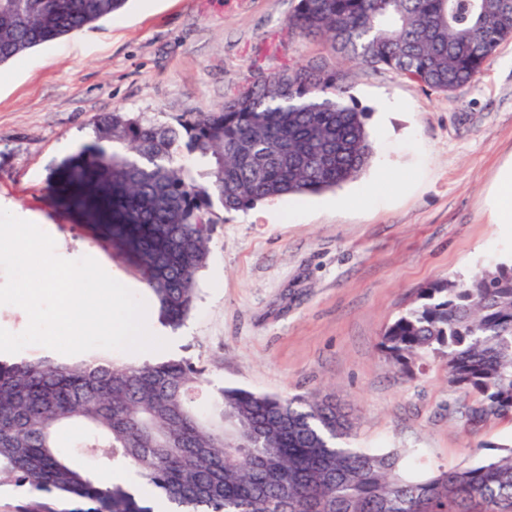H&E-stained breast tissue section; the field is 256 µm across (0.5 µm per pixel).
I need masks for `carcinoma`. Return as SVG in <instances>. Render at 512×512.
<instances>
[{
	"label": "carcinoma",
	"mask_w": 512,
	"mask_h": 512,
	"mask_svg": "<svg viewBox=\"0 0 512 512\" xmlns=\"http://www.w3.org/2000/svg\"><path fill=\"white\" fill-rule=\"evenodd\" d=\"M502 0H298L288 37L320 36L336 58L451 94L512 38ZM125 0H0V64L110 18ZM341 70L288 64L224 103L161 122L121 112L93 124L56 192L141 272L162 325L180 328L227 211L317 194L357 176L374 145L344 101ZM403 373L427 360L472 397L448 414L474 430L512 418V263L418 289L380 336ZM354 425L316 395L213 388L189 359L0 358V487L18 512H151L103 484L70 449L134 471L169 512H512V446L476 463L407 473L406 450L351 445Z\"/></svg>",
	"instance_id": "obj_1"
}]
</instances>
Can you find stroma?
<instances>
[{"label": "stroma", "mask_w": 512, "mask_h": 512, "mask_svg": "<svg viewBox=\"0 0 512 512\" xmlns=\"http://www.w3.org/2000/svg\"><path fill=\"white\" fill-rule=\"evenodd\" d=\"M298 0H139L112 19L0 65V208L94 258L144 296L139 272L51 202L50 178L93 142V120L162 121L204 112L256 73L334 61L321 39L278 41ZM345 100L365 114L375 152L354 180L320 195L263 200L218 217L200 297L184 326L161 329L155 359L188 358L213 383L282 396L317 394L356 423L360 448H415L424 465L470 462L479 444H512V421L474 431L449 418L466 396L427 361L413 375L378 347L418 288L512 260L494 223L497 172L512 160V40L455 93L385 70L343 65ZM386 97L406 111L382 115Z\"/></svg>", "instance_id": "1"}]
</instances>
